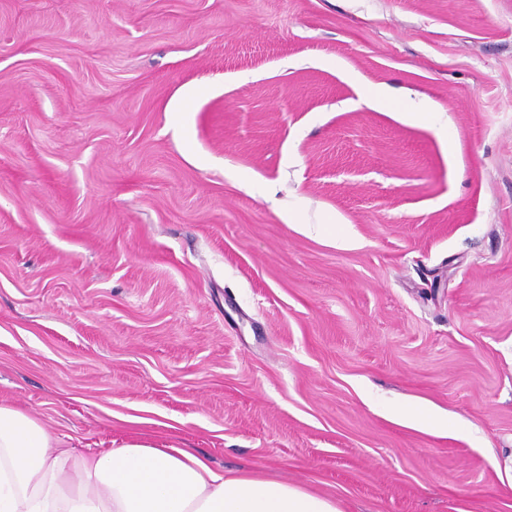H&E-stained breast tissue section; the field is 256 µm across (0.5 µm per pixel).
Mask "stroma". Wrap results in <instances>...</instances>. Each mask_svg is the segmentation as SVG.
<instances>
[{
    "label": "stroma",
    "instance_id": "35a3bbf8",
    "mask_svg": "<svg viewBox=\"0 0 512 512\" xmlns=\"http://www.w3.org/2000/svg\"><path fill=\"white\" fill-rule=\"evenodd\" d=\"M0 401L512 512V0H0ZM390 416L394 421L405 426L437 427L441 431L448 433V419H442L436 413H428V416L426 418L419 419L405 410L393 409L390 412Z\"/></svg>",
    "mask_w": 512,
    "mask_h": 512
}]
</instances>
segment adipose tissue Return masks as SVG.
Here are the masks:
<instances>
[{"instance_id": "1", "label": "adipose tissue", "mask_w": 512, "mask_h": 512, "mask_svg": "<svg viewBox=\"0 0 512 512\" xmlns=\"http://www.w3.org/2000/svg\"><path fill=\"white\" fill-rule=\"evenodd\" d=\"M0 512H343L334 498L213 469L189 449L127 441L60 449L43 421L0 402Z\"/></svg>"}]
</instances>
